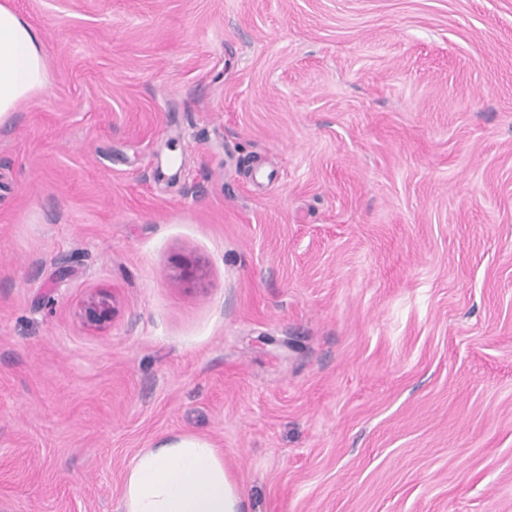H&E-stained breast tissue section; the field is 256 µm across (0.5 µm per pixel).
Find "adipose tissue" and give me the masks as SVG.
<instances>
[{"label": "adipose tissue", "mask_w": 512, "mask_h": 512, "mask_svg": "<svg viewBox=\"0 0 512 512\" xmlns=\"http://www.w3.org/2000/svg\"><path fill=\"white\" fill-rule=\"evenodd\" d=\"M38 31L0 0V125L47 86ZM239 482L201 438L181 435L138 453L124 482L122 512H245Z\"/></svg>", "instance_id": "adipose-tissue-1"}]
</instances>
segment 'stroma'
Listing matches in <instances>:
<instances>
[{"instance_id": "stroma-1", "label": "stroma", "mask_w": 512, "mask_h": 512, "mask_svg": "<svg viewBox=\"0 0 512 512\" xmlns=\"http://www.w3.org/2000/svg\"><path fill=\"white\" fill-rule=\"evenodd\" d=\"M12 4L0 512L176 435L250 512H512V0ZM43 43L38 31L11 6L0 2V125L47 86ZM82 317L90 325H102L112 317V295L105 290H97L84 302Z\"/></svg>"}]
</instances>
